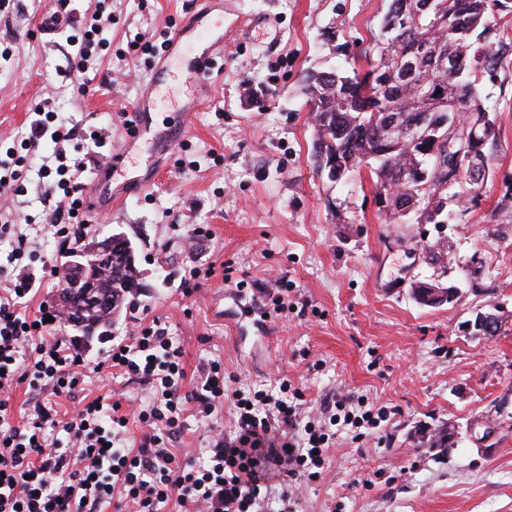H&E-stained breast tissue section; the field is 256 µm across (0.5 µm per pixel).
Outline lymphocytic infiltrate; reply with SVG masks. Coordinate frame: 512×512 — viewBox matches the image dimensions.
I'll return each instance as SVG.
<instances>
[{"mask_svg": "<svg viewBox=\"0 0 512 512\" xmlns=\"http://www.w3.org/2000/svg\"><path fill=\"white\" fill-rule=\"evenodd\" d=\"M83 171L80 163L56 168L64 198L50 229L62 248L79 244L89 223L79 195ZM35 285V277L23 274L0 291V414L11 410L23 384L68 397L73 409L61 419L32 400L20 425L0 431V512H103L116 493L130 512H159L169 502L177 512H264L274 481L308 478L322 466L327 425L341 421L373 430L385 418L381 410L354 414L352 399L342 397L323 405L318 417L303 419L284 398L292 390L288 381L278 391L247 396L229 386L218 361L208 362L195 389L185 390L182 347L155 321L138 326L104 361L150 385L151 407L81 398L89 362L57 336L61 311L48 302L31 315L20 310L22 295ZM228 397L236 409L233 436L215 434L206 467L176 461L169 442L187 410L205 419ZM134 426L140 434L125 447ZM49 428L61 429L64 439H47Z\"/></svg>", "mask_w": 512, "mask_h": 512, "instance_id": "f902f5d3", "label": "lymphocytic infiltrate"}]
</instances>
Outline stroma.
<instances>
[{
    "label": "stroma",
    "instance_id": "stroma-1",
    "mask_svg": "<svg viewBox=\"0 0 512 512\" xmlns=\"http://www.w3.org/2000/svg\"><path fill=\"white\" fill-rule=\"evenodd\" d=\"M194 0H71L80 29L91 20L105 42L91 48L93 80L77 87L65 36L50 38L44 16L55 0H10L0 9V178L18 158L27 173L19 191L0 192V224L17 225L35 254L28 265L64 258L48 230L61 198L44 167L85 163L80 180L95 175L80 141L50 135L28 152L36 103L80 133L102 132L107 150L126 149L125 180L151 177L92 223L89 236L124 233L142 275L112 334L82 352L99 362L140 321L159 319L182 345L188 375L214 359L242 390L265 389L287 378L306 408L343 394L385 407L387 419L364 441L337 430L314 479L297 482V512H512V210L500 204L512 185V55L495 83H483L499 128L490 175L477 202L448 224H389L374 203L371 176L332 183L312 160L314 128L299 81L309 70H344L371 48L388 0H224V54L211 66L205 101L183 139L155 149L177 122L191 93L182 63H174L156 90L150 130L125 140L124 113L149 82L151 55L133 42L161 45L179 28ZM208 237L189 246L194 228ZM448 244V265L432 264L423 243ZM232 266V284L205 280L192 297L181 283L193 268ZM285 279L288 310L258 331L246 309L251 290L239 280ZM453 287L452 302L417 303L414 282ZM493 312L501 331L482 337L464 329L477 313ZM95 397H133L148 405V389L105 369L85 380ZM235 412L224 404L215 427L187 417L175 440L204 463L212 429L234 431ZM445 429L449 448L422 438Z\"/></svg>",
    "mask_w": 512,
    "mask_h": 512
}]
</instances>
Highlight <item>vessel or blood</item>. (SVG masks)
<instances>
[{
  "label": "vessel or blood",
  "instance_id": "vessel-or-blood-1",
  "mask_svg": "<svg viewBox=\"0 0 512 512\" xmlns=\"http://www.w3.org/2000/svg\"><path fill=\"white\" fill-rule=\"evenodd\" d=\"M198 2L200 7L197 12L170 35V57L158 64L155 76L163 78L170 69V58H180L195 77L194 90L203 98L208 94L207 76L210 63L214 57L224 53V0ZM155 90V85H147L140 101L133 107L127 127L128 139L135 140L146 134V104Z\"/></svg>",
  "mask_w": 512,
  "mask_h": 512
}]
</instances>
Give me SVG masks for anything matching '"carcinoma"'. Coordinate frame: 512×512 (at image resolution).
Here are the masks:
<instances>
[{
	"label": "carcinoma",
	"mask_w": 512,
	"mask_h": 512,
	"mask_svg": "<svg viewBox=\"0 0 512 512\" xmlns=\"http://www.w3.org/2000/svg\"><path fill=\"white\" fill-rule=\"evenodd\" d=\"M511 22L512 0H390L385 42L376 46V58L364 54L366 69L351 76L334 70L336 78L320 80L307 73L301 80L315 119L314 158L350 160L354 172L369 168L377 191L395 199L392 224L401 209L412 210L418 224L449 221L448 206L476 196L488 178L499 131L479 84L496 80L512 54ZM444 58L452 70L443 78L438 65ZM419 114L443 127L438 143L415 152L386 120L410 122ZM421 172L433 179L429 209L411 207L407 183ZM138 286L131 270L112 281L111 296L122 307Z\"/></svg>",
	"instance_id": "carcinoma-1"
}]
</instances>
